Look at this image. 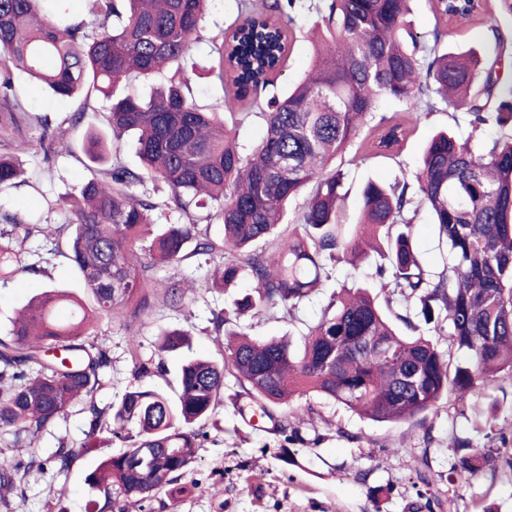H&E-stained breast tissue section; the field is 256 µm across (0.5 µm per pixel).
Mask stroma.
Returning a JSON list of instances; mask_svg holds the SVG:
<instances>
[{"label":"stroma","instance_id":"1","mask_svg":"<svg viewBox=\"0 0 512 512\" xmlns=\"http://www.w3.org/2000/svg\"><path fill=\"white\" fill-rule=\"evenodd\" d=\"M321 2L298 0L292 10L290 52L285 68L274 77L277 89L288 88L307 69L311 45L306 34L317 20L316 7ZM241 5L242 0H212L201 38L191 46L183 65L192 96L204 105L221 103L238 143L250 150L265 132L261 111L268 95L262 92L256 99L237 101L231 85L221 84L212 71L215 39L235 22ZM16 90L31 109L48 114L56 125L63 124L78 107L77 100L46 94L22 75L16 79ZM107 110V101L91 99L83 123L65 126L64 146L51 160H44L42 151L36 149L22 154L26 174L39 184L40 191L0 190V207L19 214L42 209L44 197L74 192L82 181L97 174L99 165L89 161L82 146L89 129L106 130ZM378 112L404 123L407 135L399 151L390 156L373 155L359 141L337 157V166L347 175L348 194L338 217L347 236L355 229L360 193L367 182L389 183L413 173L425 144L437 130L447 127L462 136L469 131L465 112H452L442 105L421 110L413 118L403 103L384 100ZM413 239L425 268L441 271L447 252L427 210H419L414 219ZM34 260L40 273L0 281V336L9 330L17 310L45 288H63L81 300L88 297L82 279L66 258L42 247ZM212 265L209 256L194 255L157 270V278L195 283L196 292L186 307L175 309L159 303L148 318L134 321L132 326L107 320L98 325L96 341L108 351L111 362L101 373V385L93 395L95 405L108 408L127 390L139 386L169 393L176 389L181 355L160 351L162 331L183 330L190 335L194 352L222 360L224 347L213 340L212 317L229 307L234 294L250 292L251 284L240 281L232 293L207 289L205 281ZM325 267L328 278L318 293L293 311L279 306L260 320L242 318L246 332L261 340L287 335L294 344H302L308 326L319 320L331 294L344 285L372 282L375 270L371 261L354 267L342 260H329ZM132 334L140 342L141 362L151 368L144 377L137 374L128 352L127 340ZM240 391L235 376L226 375L224 397L216 409L220 427L209 430L191 468L180 478L181 484L192 487V494L176 503L157 494L143 501L139 512H512L510 376L474 391L465 403L448 398L419 420L405 423L375 422L313 393L276 412L281 418L292 410L314 408L313 418L298 423V437L291 442L270 422L251 424L241 412L246 402L240 399ZM88 430L89 417L79 403L42 434L36 444L41 457L50 456L64 440L74 450L73 460L64 469L52 464L42 470L31 469L24 494L12 500L10 512H58L62 507L67 512H86L87 473L100 456L124 448L116 440L100 451L82 452ZM463 439L489 458L484 469L472 477L450 473L456 443ZM285 451L292 456V463L282 460ZM424 467L431 478L427 486L416 477ZM375 487L381 490L376 498L370 494Z\"/></svg>","mask_w":512,"mask_h":512}]
</instances>
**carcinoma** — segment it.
Returning <instances> with one entry per match:
<instances>
[{
  "label": "carcinoma",
  "instance_id": "1",
  "mask_svg": "<svg viewBox=\"0 0 512 512\" xmlns=\"http://www.w3.org/2000/svg\"><path fill=\"white\" fill-rule=\"evenodd\" d=\"M210 0H92L88 21L60 0H0V189L39 188L23 177L13 151L53 153L49 117L26 107L15 73L25 74L54 96L83 99L69 116L80 124L93 97L110 102L112 136L87 133L86 156L112 166L85 180L62 199L44 206L69 215L56 234L69 232L65 258L91 294L84 304L65 290L46 288L29 301L0 338V435L8 448H35V441L79 401L88 403L90 432L82 448L97 450L106 432L126 444L102 456L87 474V512H129L164 493L176 502L190 492L179 477L195 460L197 440L218 427L216 409L230 371L260 415L311 393L376 422H409L453 396L464 402L502 371L512 374V32L487 24L493 54L455 53L418 40L408 21L409 0H324L317 8L319 37L310 65L292 90L267 100L260 112L266 134L248 153L220 111L190 94L181 60L200 39ZM297 0H267L257 11L244 3L241 21L214 45L217 78L229 77L243 101L269 85L288 54V26L281 16ZM448 24L484 21L487 0H433ZM167 72L146 98L121 93L136 77ZM394 99L409 110L443 105L465 108L471 132L462 138L440 130L430 139L411 180L368 182L361 191L362 232L346 238L336 224L345 200V174L333 165L375 122L370 149H399L405 128L385 116L379 100ZM40 128L37 141L27 129ZM136 135L140 166L119 162L118 143ZM148 183L167 189L159 202L137 189ZM311 188L297 224H288V204ZM167 207L182 223L156 225ZM426 209L448 246L447 269L431 276L413 246L412 223ZM0 280L39 272L27 263L29 244L45 234L40 212L0 215ZM220 224L211 238L200 223ZM376 246H371V242ZM219 262L213 285L229 288L242 279L252 293L234 301L236 317H260L284 305L296 307L322 282L326 258L368 257L373 247L385 263L376 267V287L393 285L386 304L399 297L397 319L416 329L411 303L420 305L435 333L448 337V355L421 336L400 332L367 287L342 288L300 347L285 339L257 340L225 334L222 361L190 356L179 369L170 397L136 388L108 410L92 403L109 355L90 341L100 320L148 316L156 267L180 261L188 245ZM185 280L170 278L162 302L186 304ZM191 347L181 330L162 334L160 350ZM61 445L23 463L0 452V506L21 490L27 469L54 462L68 466ZM487 458L467 440L457 442L451 470L473 475Z\"/></svg>",
  "mask_w": 512,
  "mask_h": 512
}]
</instances>
